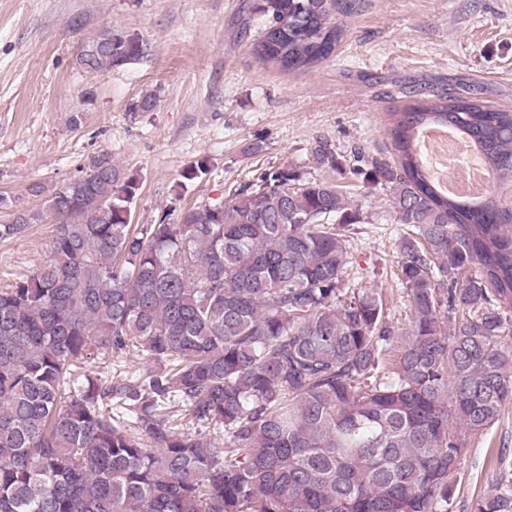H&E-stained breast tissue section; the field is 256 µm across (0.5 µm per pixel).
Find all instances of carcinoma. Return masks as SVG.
Segmentation results:
<instances>
[{"label": "carcinoma", "instance_id": "obj_1", "mask_svg": "<svg viewBox=\"0 0 512 512\" xmlns=\"http://www.w3.org/2000/svg\"><path fill=\"white\" fill-rule=\"evenodd\" d=\"M353 8L257 0L252 52L310 68ZM150 50L108 26L76 65ZM432 126L512 179V112L469 98L417 100L393 113L390 157L354 152L407 228L404 334L348 277L341 229L363 218L333 184L270 167L154 224L132 223L139 178L106 151L49 193L31 184L42 207L11 213L0 240L47 215L56 228L49 259L0 288V512H448L462 437L512 404V215L436 186L416 151ZM313 156L338 167L325 142ZM139 353L145 368L84 371ZM472 512H512V469Z\"/></svg>", "mask_w": 512, "mask_h": 512}]
</instances>
